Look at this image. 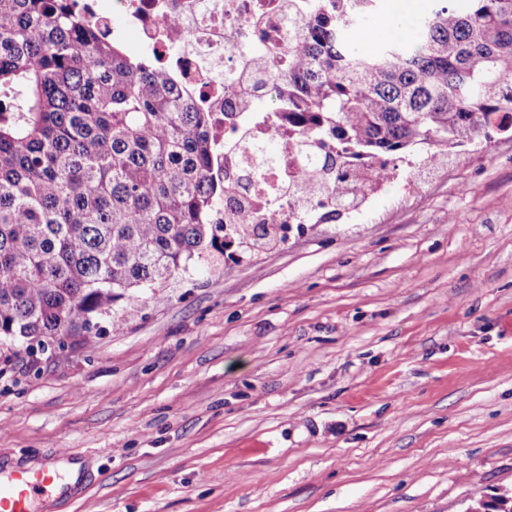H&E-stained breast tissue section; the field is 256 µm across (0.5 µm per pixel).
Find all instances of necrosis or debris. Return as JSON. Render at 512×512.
Instances as JSON below:
<instances>
[{
  "instance_id": "obj_1",
  "label": "necrosis or debris",
  "mask_w": 512,
  "mask_h": 512,
  "mask_svg": "<svg viewBox=\"0 0 512 512\" xmlns=\"http://www.w3.org/2000/svg\"><path fill=\"white\" fill-rule=\"evenodd\" d=\"M86 7L93 22L108 27L121 17L136 30L140 43L169 70L174 84L190 91L200 109L211 114L216 140L245 126L260 141L270 130V119L257 114L250 102L265 96V85L254 83L231 97L224 93V78L238 73L247 57H287L310 0H108L104 8L97 0H87ZM248 164L241 153L220 151L215 156L213 171L231 188L224 196V223H235L241 200L253 212L273 214L278 224L294 223L297 212L309 208L304 197L284 201L275 211L270 208L282 185L298 177L286 154L261 178L251 180L245 191L234 194Z\"/></svg>"
}]
</instances>
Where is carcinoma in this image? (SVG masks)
I'll return each instance as SVG.
<instances>
[{
	"label": "carcinoma",
	"instance_id": "cac0c4a2",
	"mask_svg": "<svg viewBox=\"0 0 512 512\" xmlns=\"http://www.w3.org/2000/svg\"><path fill=\"white\" fill-rule=\"evenodd\" d=\"M456 2L435 0L411 39L364 54L351 36L380 0H313L288 65L265 71L267 104L288 93L294 136L233 142L252 160L245 176L291 154L288 195L310 196L325 222L370 187L355 157L512 133V0ZM209 126L75 0H0V339H89L130 290L224 254ZM231 231L250 249L278 234L247 210Z\"/></svg>",
	"mask_w": 512,
	"mask_h": 512
}]
</instances>
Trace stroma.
<instances>
[{"instance_id": "35a3bbf8", "label": "stroma", "mask_w": 512, "mask_h": 512, "mask_svg": "<svg viewBox=\"0 0 512 512\" xmlns=\"http://www.w3.org/2000/svg\"><path fill=\"white\" fill-rule=\"evenodd\" d=\"M400 178L358 217L167 300L132 291L91 340L0 345V472L71 457L33 512H466L512 497V138Z\"/></svg>"}]
</instances>
